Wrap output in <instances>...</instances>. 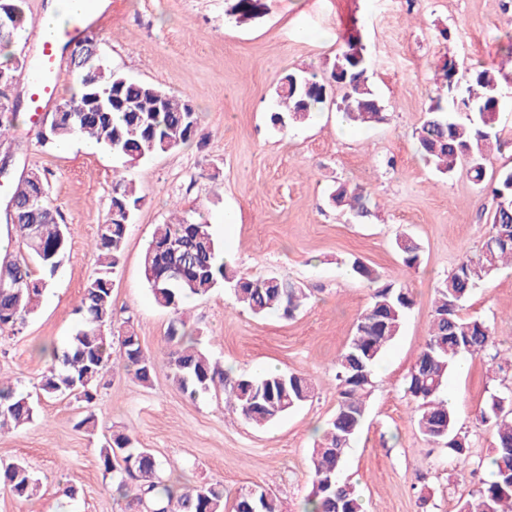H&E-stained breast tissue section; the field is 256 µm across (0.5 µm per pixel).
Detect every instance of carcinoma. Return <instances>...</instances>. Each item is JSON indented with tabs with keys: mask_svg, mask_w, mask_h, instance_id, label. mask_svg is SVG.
Returning a JSON list of instances; mask_svg holds the SVG:
<instances>
[{
	"mask_svg": "<svg viewBox=\"0 0 512 512\" xmlns=\"http://www.w3.org/2000/svg\"><path fill=\"white\" fill-rule=\"evenodd\" d=\"M25 0H0V11L9 12V24L0 27V49L17 43L25 32ZM264 0H233L231 16L238 22L265 15ZM374 61L366 46L352 37L336 52L328 70L292 71L280 80L274 126L303 122L327 102L335 85L344 89L336 110L362 125L384 120V104L371 82ZM458 63L444 59L435 71L438 96L415 129L416 149L439 173L452 176L463 169L479 186L486 177L488 148L500 143L504 74L493 65L469 67V78L457 77ZM5 76L20 78L25 61L9 56L0 64ZM78 91L61 102L38 141L53 148L81 137L128 162L145 161L189 143L199 130V116L192 103L161 87L137 82L108 68L101 55L88 56L72 72ZM453 109L442 105V98ZM21 107L8 103L6 83L0 82V146L5 135L18 126ZM49 170L34 168L19 180L11 197L16 203L12 229L25 248V256L0 261V333L13 330L34 314L41 297L59 270L68 243L67 225L48 198ZM496 206L490 213V230L478 254H466L437 290L428 337L406 381V393L416 406V424L431 442L444 445L448 457L463 466L469 463L468 432L457 427L452 406L441 397L448 372L461 358L477 356L495 347L491 322L460 315L463 302L502 265H512V171L503 173L494 188ZM333 203L348 209L356 220L371 215V198L360 186L339 183L330 194ZM144 197L124 179L112 180L110 205L94 242L96 269L84 288L75 313V330L61 345L42 348L52 364L42 373L43 396L72 397L92 404L105 374L121 366L141 384H151L155 360L142 349L130 325L119 323L112 287L123 254L124 242ZM395 246L404 267L420 266L423 250L416 240L402 234ZM222 247L212 225L180 218L161 224L142 260L145 283L155 304L173 313L165 336V361L172 382L191 398L219 391L225 404L245 421L264 426L303 405L310 397L308 379L298 373L270 371L258 376L224 379V367L187 337L183 304L225 285L234 301L255 315L278 313L290 318L307 299L303 286L269 275L238 278L221 260ZM182 267V280H168L172 265ZM352 273L377 284L371 301L358 320L347 348L335 361L336 411L310 454L311 489L305 512H364L356 488L339 478L344 455L359 431L366 399L374 388L373 367L387 345L399 334L406 313L414 305L408 289L382 281V275L358 260ZM31 396L0 380V432L33 420ZM478 420L493 423L495 443L491 463L493 479L485 481L462 512H512V388L493 394L480 409ZM100 463L112 474V495L128 507L145 512H281L277 498L257 486L228 501L221 484L184 486L179 490L160 477L163 463L133 438L117 432L99 448ZM0 489L18 499L40 492L28 465L14 462L0 468Z\"/></svg>",
	"mask_w": 512,
	"mask_h": 512,
	"instance_id": "1",
	"label": "carcinoma"
}]
</instances>
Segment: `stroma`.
<instances>
[{
  "mask_svg": "<svg viewBox=\"0 0 512 512\" xmlns=\"http://www.w3.org/2000/svg\"><path fill=\"white\" fill-rule=\"evenodd\" d=\"M232 0H97L93 36L113 70L189 98L200 114L190 143L126 164L84 139L43 150L37 126H18L9 145L14 175L48 169V194L68 227V249L38 311L0 334V378L37 393L47 366L42 345L62 344L95 269L92 248L110 203L114 174L144 198L113 278L117 316L129 320L156 361L151 386L107 372L93 405L40 399L31 423L0 435V465L25 462L42 486L19 500L0 491V512H122L98 452L112 432L130 434L163 463V479L220 482L228 497L260 485L283 512H303L309 454L336 409V357L349 344L372 287L348 273L353 260L408 288L415 303L374 368V388L341 479L355 485L366 512H459L485 480L494 430L475 415L490 395L512 387V371L491 377L490 359L465 357L443 387L457 425L471 441L470 467L429 442L415 424L406 379L424 344L440 283L462 255L476 253L494 206L464 172L446 177L425 165L413 132L437 96L433 75L446 52L463 65L504 58L512 0H268L260 19L239 23ZM360 35L375 61L371 77L386 108L372 127L350 124L335 108L286 128L269 114L278 82L291 71L325 70L348 35ZM364 187L377 208L364 223L329 199L336 182ZM203 214L236 277L275 274L310 293L293 318L255 316L229 288L189 299L187 324L229 376L273 369L306 374L312 396L264 427L224 407L223 395L191 400L172 382L164 336L172 320L144 281L142 255L172 212ZM233 224H225V215ZM423 248L407 269L395 238ZM464 317L490 320L500 359L512 358V274L496 272L464 302ZM95 431L80 428L87 414ZM75 487L74 497L63 495Z\"/></svg>",
  "mask_w": 512,
  "mask_h": 512,
  "instance_id": "stroma-1",
  "label": "stroma"
}]
</instances>
